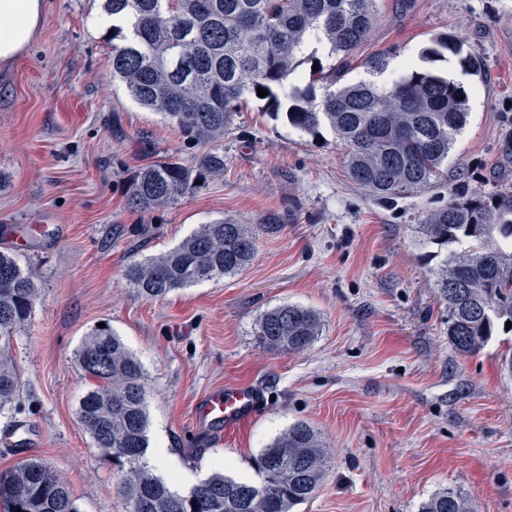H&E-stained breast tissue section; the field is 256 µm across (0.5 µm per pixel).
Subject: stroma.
I'll return each mask as SVG.
<instances>
[{
    "label": "stroma",
    "instance_id": "1",
    "mask_svg": "<svg viewBox=\"0 0 512 512\" xmlns=\"http://www.w3.org/2000/svg\"><path fill=\"white\" fill-rule=\"evenodd\" d=\"M376 7L348 80L363 78L360 61L375 52L400 77L442 32L484 61L479 78L454 57L434 64L470 93L446 184L381 205L347 178L346 149L331 133L301 135L253 99L218 143L223 174L144 212L128 202L133 175L171 158L194 165L201 148L113 81L104 0H45L41 35L0 65V248L17 249L43 288L12 350L23 390L18 409L0 416V474L41 459L80 512H127L111 459L76 415L89 384L75 354L106 323L143 365L149 443L167 448L155 473L173 485L186 473L239 477L305 422L332 457L296 512H420L444 488L467 493L477 512H512V377L500 371L512 333L471 356L453 351L432 275L447 252L418 233L449 189L512 190V0ZM225 218L257 234L244 270L161 300L129 288L128 263ZM283 303L322 317L304 353L255 342L260 316ZM231 385L261 394L256 417L222 435L195 427L197 400Z\"/></svg>",
    "mask_w": 512,
    "mask_h": 512
}]
</instances>
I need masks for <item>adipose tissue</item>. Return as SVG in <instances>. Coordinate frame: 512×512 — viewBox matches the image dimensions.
Listing matches in <instances>:
<instances>
[{
  "label": "adipose tissue",
  "mask_w": 512,
  "mask_h": 512,
  "mask_svg": "<svg viewBox=\"0 0 512 512\" xmlns=\"http://www.w3.org/2000/svg\"><path fill=\"white\" fill-rule=\"evenodd\" d=\"M44 0H0V63L26 51L40 32Z\"/></svg>",
  "instance_id": "ef3b65f1"
}]
</instances>
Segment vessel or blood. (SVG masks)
<instances>
[{
	"label": "vessel or blood",
	"instance_id": "obj_1",
	"mask_svg": "<svg viewBox=\"0 0 512 512\" xmlns=\"http://www.w3.org/2000/svg\"><path fill=\"white\" fill-rule=\"evenodd\" d=\"M261 398L246 386H228L215 390L198 400L193 407L198 427L233 430L250 420L257 412Z\"/></svg>",
	"mask_w": 512,
	"mask_h": 512
}]
</instances>
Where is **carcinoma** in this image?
Returning <instances> with one entry per match:
<instances>
[{
    "mask_svg": "<svg viewBox=\"0 0 512 512\" xmlns=\"http://www.w3.org/2000/svg\"><path fill=\"white\" fill-rule=\"evenodd\" d=\"M376 0H106L105 11L125 18L112 27V78L141 107L161 114L188 140L208 145L224 135L257 88L272 111L314 138L326 129L347 148L349 179L388 203L434 188L448 175V158L467 125L466 87L410 62L406 73L381 81L390 61L367 57L366 77L347 82L356 51L378 21ZM316 43L334 59L304 83L288 82L301 57ZM481 76V60L463 54L453 35L439 33L422 52L443 53ZM321 84L322 95L315 85ZM224 171V153L204 151L195 166L160 162L132 178L130 204L159 210L175 204L206 176ZM423 243L448 247L433 271L448 304V341L456 354L483 349L512 323V191L469 196L458 190L428 211L420 226ZM256 253V234L232 219L201 224L179 245L130 264L133 291L163 299L171 292L245 269ZM466 282L457 294L448 285ZM42 288L8 248L0 250V413L15 405L20 376L11 356L14 334L29 323ZM322 323L311 308L285 303L266 311L254 328L257 345L300 354L314 344ZM90 387L77 411L78 424L95 447L112 458L119 493L129 512H294L321 487L330 453L321 434L304 422L291 425L256 459L259 482L220 472L187 493L171 488L145 460L149 448L147 389L141 362L109 325L94 328L76 354ZM4 512H79L66 481L48 464L26 460L0 474ZM422 512H476L473 500L442 489Z\"/></svg>",
    "mask_w": 512,
    "mask_h": 512,
    "instance_id": "carcinoma-1",
    "label": "carcinoma"
}]
</instances>
